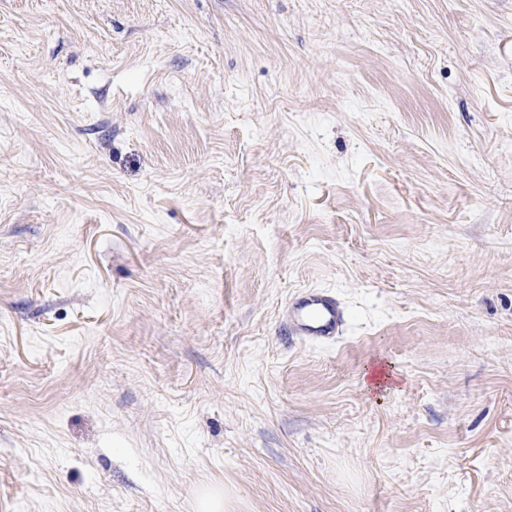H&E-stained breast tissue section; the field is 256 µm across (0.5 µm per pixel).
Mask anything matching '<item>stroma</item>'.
Listing matches in <instances>:
<instances>
[{"instance_id": "stroma-1", "label": "stroma", "mask_w": 512, "mask_h": 512, "mask_svg": "<svg viewBox=\"0 0 512 512\" xmlns=\"http://www.w3.org/2000/svg\"><path fill=\"white\" fill-rule=\"evenodd\" d=\"M204 499L512 512V0H0V512ZM346 318L345 308L333 292L303 290L285 303L281 327L305 343L328 344L342 335Z\"/></svg>"}]
</instances>
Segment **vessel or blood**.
<instances>
[{
    "label": "vessel or blood",
    "instance_id": "vessel-or-blood-1",
    "mask_svg": "<svg viewBox=\"0 0 512 512\" xmlns=\"http://www.w3.org/2000/svg\"><path fill=\"white\" fill-rule=\"evenodd\" d=\"M346 311L333 292L303 290L294 294L282 310L285 333L308 344H328L342 335Z\"/></svg>",
    "mask_w": 512,
    "mask_h": 512
}]
</instances>
